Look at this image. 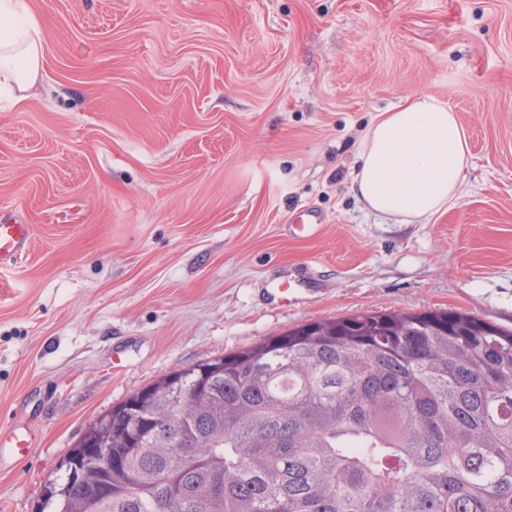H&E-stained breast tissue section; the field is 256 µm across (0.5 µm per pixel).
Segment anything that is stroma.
Wrapping results in <instances>:
<instances>
[{
  "label": "stroma",
  "mask_w": 512,
  "mask_h": 512,
  "mask_svg": "<svg viewBox=\"0 0 512 512\" xmlns=\"http://www.w3.org/2000/svg\"><path fill=\"white\" fill-rule=\"evenodd\" d=\"M43 58L0 93V512H35L100 415L182 367L358 311L512 329V0H19ZM415 94L471 163L424 224L368 213L357 149ZM30 230L27 224L0 223V267L16 260L27 248Z\"/></svg>",
  "instance_id": "stroma-1"
}]
</instances>
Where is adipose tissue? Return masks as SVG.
Masks as SVG:
<instances>
[{
    "instance_id": "adipose-tissue-1",
    "label": "adipose tissue",
    "mask_w": 512,
    "mask_h": 512,
    "mask_svg": "<svg viewBox=\"0 0 512 512\" xmlns=\"http://www.w3.org/2000/svg\"><path fill=\"white\" fill-rule=\"evenodd\" d=\"M43 56L40 28L0 0V82L27 91ZM471 161L467 132L447 104L428 94L408 97L365 134L352 190L365 209L400 224L429 221L457 197Z\"/></svg>"
}]
</instances>
